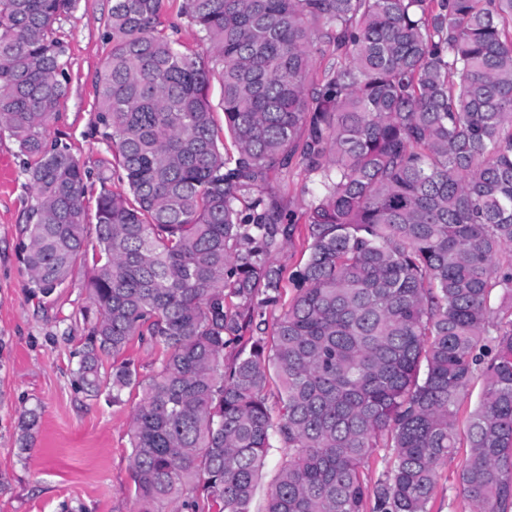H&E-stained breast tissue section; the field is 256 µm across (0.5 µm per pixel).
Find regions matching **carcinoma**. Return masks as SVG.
<instances>
[{"instance_id":"obj_1","label":"carcinoma","mask_w":512,"mask_h":512,"mask_svg":"<svg viewBox=\"0 0 512 512\" xmlns=\"http://www.w3.org/2000/svg\"><path fill=\"white\" fill-rule=\"evenodd\" d=\"M79 4L0 0V132L35 195L28 290L91 262L79 382L141 394L138 512H249L277 444L266 512H429L478 377L459 485L471 512H512V0H181L209 59L159 29L170 0H112L94 181L48 138L68 91L55 24ZM293 163L314 188L284 309L274 255L295 215L266 188ZM278 309L272 342L224 363ZM135 339L165 350L144 379L121 359ZM37 419L19 420L22 454ZM288 454L286 448H274L268 455L262 470L259 485L249 505L251 512H264L268 494L274 485L281 459Z\"/></svg>"}]
</instances>
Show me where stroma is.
<instances>
[{
	"label": "stroma",
	"instance_id": "35a3bbf8",
	"mask_svg": "<svg viewBox=\"0 0 512 512\" xmlns=\"http://www.w3.org/2000/svg\"><path fill=\"white\" fill-rule=\"evenodd\" d=\"M111 7L112 0H81L56 26L67 48L68 92L49 137L86 162L106 153L93 133V76L111 49ZM21 163L15 140L0 133V512H136L129 423L139 398L92 397L76 381L90 265L77 263L48 299L28 294L18 247L29 197ZM31 408L40 413L39 429L22 455L17 424ZM465 458L458 450L441 467L431 512H470L458 483Z\"/></svg>",
	"mask_w": 512,
	"mask_h": 512
}]
</instances>
